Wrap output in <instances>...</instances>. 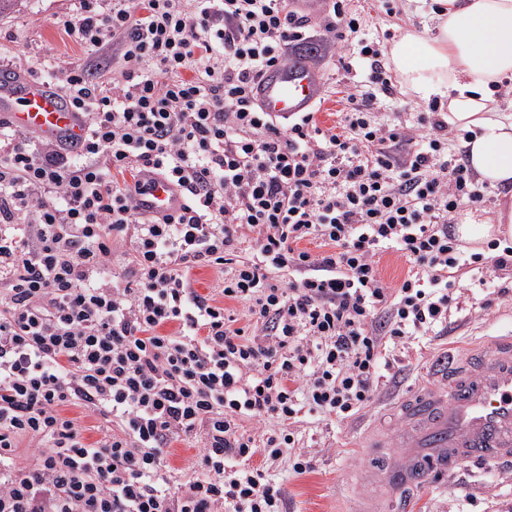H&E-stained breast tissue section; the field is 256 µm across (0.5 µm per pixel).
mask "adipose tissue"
Segmentation results:
<instances>
[{
    "label": "adipose tissue",
    "instance_id": "1",
    "mask_svg": "<svg viewBox=\"0 0 512 512\" xmlns=\"http://www.w3.org/2000/svg\"><path fill=\"white\" fill-rule=\"evenodd\" d=\"M425 31L405 28L388 50L403 91L447 109L450 127L469 132L466 163L491 187L512 185V114L495 96L512 81V0H441ZM459 240L480 244L512 238V207L495 221L466 211Z\"/></svg>",
    "mask_w": 512,
    "mask_h": 512
}]
</instances>
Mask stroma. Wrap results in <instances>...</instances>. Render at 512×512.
Instances as JSON below:
<instances>
[{"mask_svg":"<svg viewBox=\"0 0 512 512\" xmlns=\"http://www.w3.org/2000/svg\"><path fill=\"white\" fill-rule=\"evenodd\" d=\"M371 36L389 48L400 28L424 29L432 0H397L395 14H386L381 0H353ZM78 0H19L10 12L0 15V62L13 73L38 70L45 53H53L61 65H91L103 80H111L117 64L111 49L89 54L70 39L58 21L74 14ZM458 305L448 314V324L438 335L414 339L408 349L389 355L390 373L397 384L380 386L373 403L342 423L304 418L296 427L302 453L312 465L302 474L284 463L271 472L281 485L286 512H353L355 497L367 494V486L355 476L372 466L401 461L395 447L367 452L362 437L370 427L382 426L390 435L400 434L403 424L395 413L397 402L410 392L436 383L433 372L439 358L462 357L479 339L512 332V301H497L484 309L486 292L467 284L454 289ZM385 512H512V476L492 466L474 465L453 476L432 475L404 506L391 503Z\"/></svg>","mask_w":512,"mask_h":512,"instance_id":"stroma-1","label":"stroma"}]
</instances>
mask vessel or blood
<instances>
[{
	"label": "vessel or blood",
	"mask_w": 512,
	"mask_h": 512,
	"mask_svg": "<svg viewBox=\"0 0 512 512\" xmlns=\"http://www.w3.org/2000/svg\"><path fill=\"white\" fill-rule=\"evenodd\" d=\"M323 90L320 72L298 56L287 66L266 68L254 93L263 111L289 116L311 111ZM0 117L45 140L77 144L84 138L76 112L55 86L7 71L0 73ZM135 204L149 215L174 214L183 191L146 171ZM437 371L441 387H426L397 405L407 425L398 438L404 463L362 477L381 486L384 496L405 494L432 473L450 475L473 462L512 466V335L483 338L466 357L439 361Z\"/></svg>",
	"instance_id": "1"
}]
</instances>
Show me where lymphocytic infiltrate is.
<instances>
[{
  "mask_svg": "<svg viewBox=\"0 0 512 512\" xmlns=\"http://www.w3.org/2000/svg\"><path fill=\"white\" fill-rule=\"evenodd\" d=\"M63 26L91 53L117 44L121 67L108 85L43 60L86 129L79 161L0 120V512H284L271 467L309 469L301 418L368 406L392 345L447 323L461 279L512 290L511 245L468 254L451 230L487 186L438 105L380 120L392 76L348 0L321 24L286 0H80ZM311 39L345 58L333 128L254 100ZM145 170L185 189L180 213L137 211ZM389 249L408 264L395 288ZM199 266L224 304L193 288ZM194 437L178 479L169 449ZM381 276L388 286L397 285L406 274L407 265L396 252L388 250L384 252L379 264ZM189 276L192 280L193 287L199 293L203 295H213L221 304L222 301L224 304V297L222 298L218 292V289L222 288L221 275L218 269L213 267H197L191 270Z\"/></svg>",
  "mask_w": 512,
  "mask_h": 512,
  "instance_id": "lymphocytic-infiltrate-1",
  "label": "lymphocytic infiltrate"
}]
</instances>
